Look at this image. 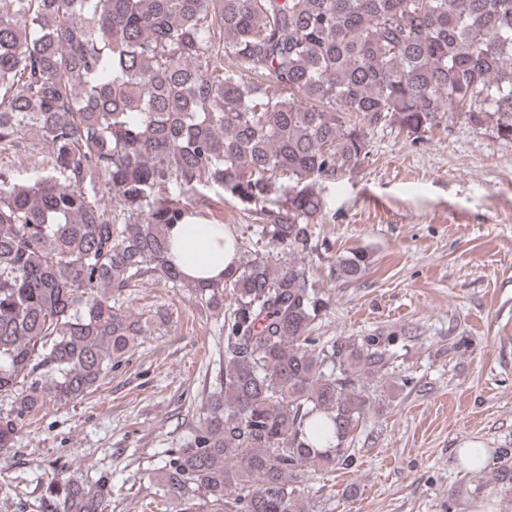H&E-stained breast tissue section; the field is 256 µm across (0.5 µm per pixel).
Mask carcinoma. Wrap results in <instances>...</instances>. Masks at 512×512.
I'll list each match as a JSON object with an SVG mask.
<instances>
[{"instance_id": "obj_1", "label": "carcinoma", "mask_w": 512, "mask_h": 512, "mask_svg": "<svg viewBox=\"0 0 512 512\" xmlns=\"http://www.w3.org/2000/svg\"><path fill=\"white\" fill-rule=\"evenodd\" d=\"M451 117L512 142V0H0V151L38 139L50 165L28 185L0 170V448L134 349L130 288L214 309L228 288L217 389L161 479L178 512H313L300 484L349 465L376 403L365 380L389 365L376 337L311 336L328 308L305 274L315 185L360 166L373 129L416 140ZM210 185L255 208L288 261L239 247L223 278L185 279L167 226L203 214ZM369 264L351 251L334 271ZM495 480L512 492L508 448ZM111 491L60 477L41 508L105 512Z\"/></svg>"}]
</instances>
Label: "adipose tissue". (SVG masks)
Listing matches in <instances>:
<instances>
[{
  "instance_id": "1",
  "label": "adipose tissue",
  "mask_w": 512,
  "mask_h": 512,
  "mask_svg": "<svg viewBox=\"0 0 512 512\" xmlns=\"http://www.w3.org/2000/svg\"><path fill=\"white\" fill-rule=\"evenodd\" d=\"M171 242L169 260L178 266L187 279L211 282L220 279L237 260L234 234L221 224H174L168 230ZM192 246L204 255V262L188 260L185 246Z\"/></svg>"
}]
</instances>
